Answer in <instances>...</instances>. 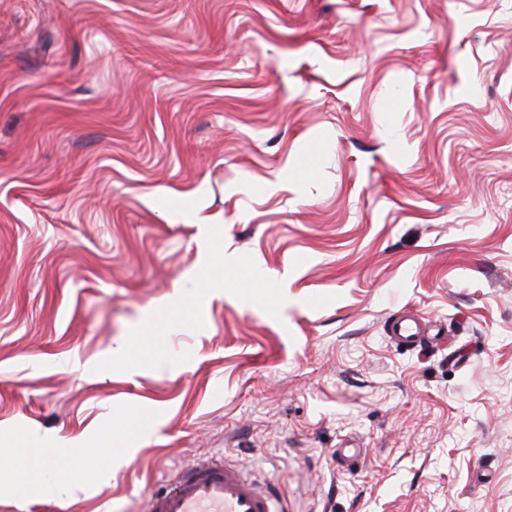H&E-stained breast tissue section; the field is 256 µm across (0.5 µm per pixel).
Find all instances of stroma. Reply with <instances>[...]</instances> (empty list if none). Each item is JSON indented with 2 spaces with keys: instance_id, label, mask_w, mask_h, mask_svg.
Instances as JSON below:
<instances>
[{
  "instance_id": "35a3bbf8",
  "label": "stroma",
  "mask_w": 512,
  "mask_h": 512,
  "mask_svg": "<svg viewBox=\"0 0 512 512\" xmlns=\"http://www.w3.org/2000/svg\"><path fill=\"white\" fill-rule=\"evenodd\" d=\"M0 449V512L214 453L291 512H512V0H0ZM392 336L400 344L417 345L422 342L423 336H419L418 324L411 318H398L392 325Z\"/></svg>"
}]
</instances>
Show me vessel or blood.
<instances>
[{"instance_id":"vessel-or-blood-1","label":"vessel or blood","mask_w":512,"mask_h":512,"mask_svg":"<svg viewBox=\"0 0 512 512\" xmlns=\"http://www.w3.org/2000/svg\"><path fill=\"white\" fill-rule=\"evenodd\" d=\"M392 332L405 345L422 341L409 318L396 319ZM146 512H288V499L275 481L253 478L214 454L183 467L164 491L150 495Z\"/></svg>"}]
</instances>
